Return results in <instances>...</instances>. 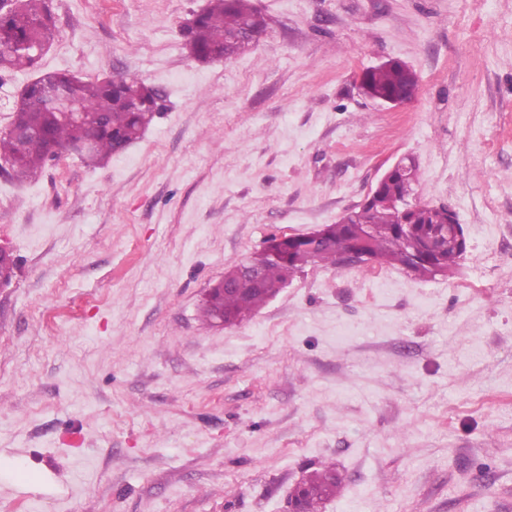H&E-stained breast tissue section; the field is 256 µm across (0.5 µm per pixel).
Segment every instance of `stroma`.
Listing matches in <instances>:
<instances>
[{"mask_svg":"<svg viewBox=\"0 0 512 512\" xmlns=\"http://www.w3.org/2000/svg\"><path fill=\"white\" fill-rule=\"evenodd\" d=\"M262 37L191 59L207 0H52L46 70L156 88L142 137L99 167H0V454L54 495L0 512H512V0H254ZM418 76L392 109L363 73ZM451 208L457 273L319 263L250 319L207 325L227 268L361 205L399 158ZM342 480L333 464L311 471L308 474L307 489L303 500L306 512H319L321 504L336 495Z\"/></svg>","mask_w":512,"mask_h":512,"instance_id":"stroma-1","label":"stroma"}]
</instances>
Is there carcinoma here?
Listing matches in <instances>:
<instances>
[{
  "instance_id": "cac0c4a2",
  "label": "carcinoma",
  "mask_w": 512,
  "mask_h": 512,
  "mask_svg": "<svg viewBox=\"0 0 512 512\" xmlns=\"http://www.w3.org/2000/svg\"><path fill=\"white\" fill-rule=\"evenodd\" d=\"M263 34L266 22L253 0H209L196 18L182 29L190 55L209 61L217 55L232 59L253 40L237 37L243 27ZM55 27L51 0H21L18 10L0 12V72L34 68ZM40 80L64 90L76 89L74 98L89 121L77 126L40 102L41 89L32 85L11 107V123L44 134L40 141L20 143L11 133L0 134V156L10 161L18 179L37 172L44 162L89 133L94 148L79 154L88 166L108 162L112 155L137 140L159 112L157 91L123 75L110 79L81 80L67 71L43 74ZM362 85L371 97L398 96L408 100L418 87L416 73L406 64L391 61L366 70ZM405 193L402 176L392 174L372 191L363 212L346 221L321 228L326 246L314 251L304 239L271 237L266 246L247 260L260 268L263 280L249 284L247 294L226 291L218 303L204 300L202 316L209 324L224 316V324L240 323L272 298L271 289L288 282L309 263L336 266L341 251L360 252L370 260L400 266L421 279L450 273L467 250V244L448 235V208L414 200L399 205ZM342 477L335 465L308 474L303 500L306 512H319L321 504L336 495Z\"/></svg>"
}]
</instances>
